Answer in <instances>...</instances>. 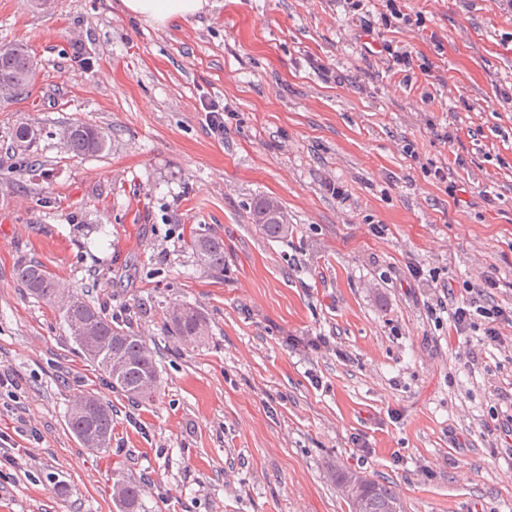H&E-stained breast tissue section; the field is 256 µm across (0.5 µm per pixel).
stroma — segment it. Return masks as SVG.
<instances>
[{"mask_svg":"<svg viewBox=\"0 0 512 512\" xmlns=\"http://www.w3.org/2000/svg\"><path fill=\"white\" fill-rule=\"evenodd\" d=\"M214 2L161 27L117 0H0V49L25 44L37 63L0 97V366L40 433L16 436L0 406V434L34 456L31 475L0 469V512H115L117 460L145 512H349L339 466L389 483L406 512H512V449L483 436L492 387L512 384V328L496 348L423 308L433 281L489 268L495 301L512 304V105L498 95L512 87V8L404 0L420 26L381 32L412 51L403 74L366 57L345 0ZM74 121L103 131L105 150L73 156L59 131ZM442 166L455 191L434 178ZM266 195L292 239L256 231ZM193 229L223 237V275L184 248ZM31 260L155 343L153 405L112 392L58 314L17 288ZM175 303L202 310L205 342L164 333ZM88 388L113 406L106 455L66 427Z\"/></svg>","mask_w":512,"mask_h":512,"instance_id":"35a3bbf8","label":"stroma"}]
</instances>
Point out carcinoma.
Here are the masks:
<instances>
[{"mask_svg": "<svg viewBox=\"0 0 512 512\" xmlns=\"http://www.w3.org/2000/svg\"><path fill=\"white\" fill-rule=\"evenodd\" d=\"M34 79V63L22 45L0 52V88H28ZM61 138L76 157L93 155L106 147V140L95 127L73 123L64 127ZM253 223L268 240L286 241L293 235L281 204L273 198L260 197L251 207ZM188 248L197 265L216 276L224 275V239L191 235ZM16 285L25 294L61 314L69 337L82 353L104 374L112 391L139 406L152 403L159 394V370L155 350L129 326L107 316L84 295L64 287L58 276L40 262L18 266ZM169 336L201 342L209 335L200 310L175 304L168 308L163 324ZM67 428L81 445L96 453L109 450L112 440V404L97 392L82 390L69 400ZM359 472L350 467L336 470V485L348 506H354L350 479ZM368 499L369 512H405L402 500L392 486L368 479L360 489ZM112 503L116 512H140V489L136 480L123 469L112 471Z\"/></svg>", "mask_w": 512, "mask_h": 512, "instance_id": "obj_1", "label": "carcinoma"}]
</instances>
